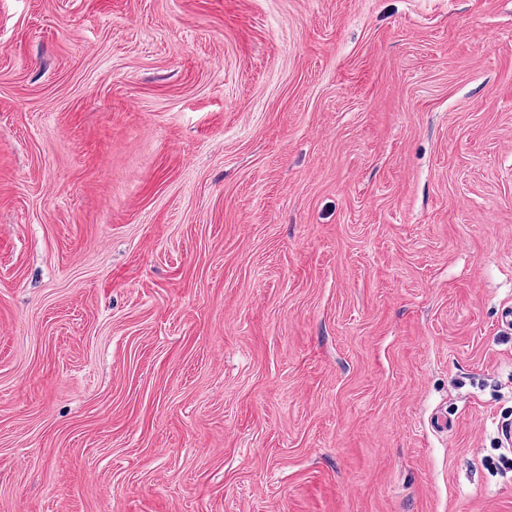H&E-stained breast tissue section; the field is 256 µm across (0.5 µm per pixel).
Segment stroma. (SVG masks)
I'll use <instances>...</instances> for the list:
<instances>
[{
    "mask_svg": "<svg viewBox=\"0 0 512 512\" xmlns=\"http://www.w3.org/2000/svg\"><path fill=\"white\" fill-rule=\"evenodd\" d=\"M512 0H0V512H512Z\"/></svg>",
    "mask_w": 512,
    "mask_h": 512,
    "instance_id": "1",
    "label": "stroma"
}]
</instances>
